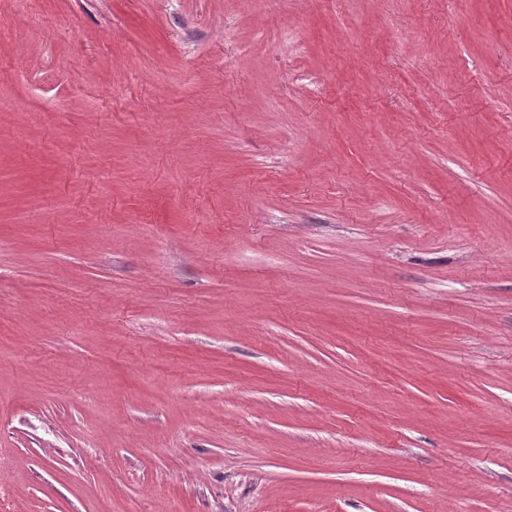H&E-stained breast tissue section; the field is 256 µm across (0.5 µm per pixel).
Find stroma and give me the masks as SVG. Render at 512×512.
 Segmentation results:
<instances>
[{
    "mask_svg": "<svg viewBox=\"0 0 512 512\" xmlns=\"http://www.w3.org/2000/svg\"><path fill=\"white\" fill-rule=\"evenodd\" d=\"M0 512H512V0H0Z\"/></svg>",
    "mask_w": 512,
    "mask_h": 512,
    "instance_id": "35a3bbf8",
    "label": "stroma"
}]
</instances>
